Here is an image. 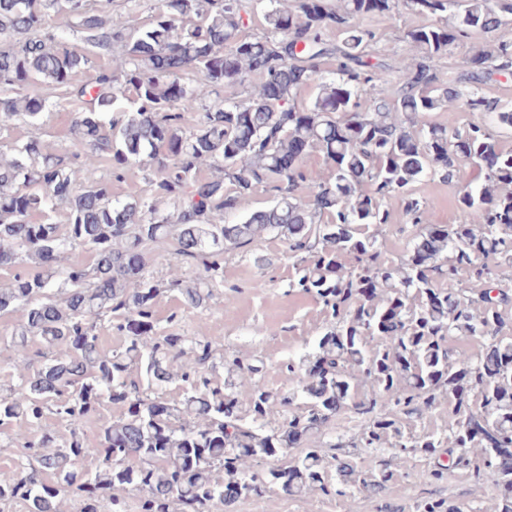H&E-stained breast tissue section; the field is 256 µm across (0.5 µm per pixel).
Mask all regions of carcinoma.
<instances>
[{"mask_svg": "<svg viewBox=\"0 0 512 512\" xmlns=\"http://www.w3.org/2000/svg\"><path fill=\"white\" fill-rule=\"evenodd\" d=\"M402 11L428 19L403 34L413 55L371 62L370 20ZM508 16L512 0H293L265 10L267 31L251 38L237 0H160L125 37L127 20L105 0H0V129L45 114L43 85L75 107L72 145L32 138L14 157L0 153V267L20 268L0 287V316L23 312L11 336L18 358L55 350L0 394V425L39 423L53 410L69 428L61 441L49 430L13 434L20 454L14 477L0 482V506L61 512L68 498L72 512H233L241 498L307 488L349 500L381 493L417 454L446 446L452 466L493 478L490 512H512V336L500 310L512 304V150L487 125L429 120L464 109L512 129V105L483 92L492 75L512 72ZM74 18L80 47L65 36ZM474 32L484 39L465 52L464 72L441 77L433 62ZM327 55L336 56L331 72ZM95 58L109 65L78 81ZM245 82L247 99L219 96ZM312 84L315 98L298 101ZM315 151L331 163L324 179L303 165ZM145 157L148 196L120 200L110 181L81 184L92 159L125 170ZM466 162L479 168L475 183L455 182ZM425 178L456 183L467 223L428 224L414 193ZM259 186L275 200L229 221ZM391 197L408 226L398 263L377 247ZM58 207L64 231L51 218ZM271 234L293 256L313 255L292 287L314 294L327 315L316 353L301 367L288 361L285 392L269 391L254 364L244 382H219L211 341L158 336L155 324L160 294L206 304L224 280L215 256ZM169 237L164 286L147 274L146 246ZM112 316L127 336L119 351L99 344L98 325ZM453 337H476L481 349L457 351ZM175 379L180 399L171 400L163 387ZM297 392L304 406L290 412ZM450 396L448 432L407 431ZM105 405L119 415L87 444L81 426ZM345 411L367 420L365 473L328 431ZM315 434L326 435L322 447L294 454ZM265 459L282 466L265 470ZM414 512L466 510L428 497Z\"/></svg>", "mask_w": 512, "mask_h": 512, "instance_id": "carcinoma-1", "label": "carcinoma"}]
</instances>
